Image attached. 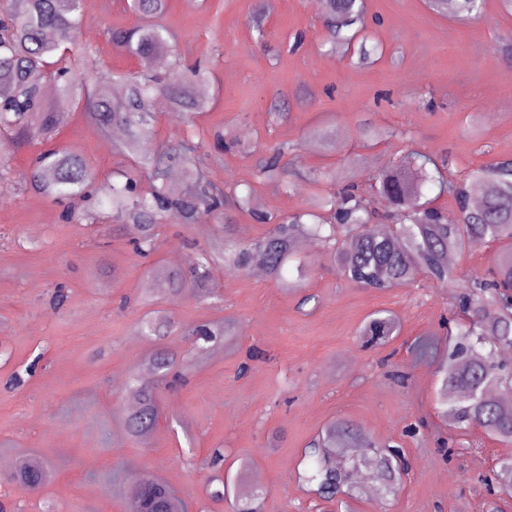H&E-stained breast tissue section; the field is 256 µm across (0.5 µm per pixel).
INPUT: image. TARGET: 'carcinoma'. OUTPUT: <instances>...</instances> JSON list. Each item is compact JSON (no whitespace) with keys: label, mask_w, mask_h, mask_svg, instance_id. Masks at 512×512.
<instances>
[{"label":"carcinoma","mask_w":512,"mask_h":512,"mask_svg":"<svg viewBox=\"0 0 512 512\" xmlns=\"http://www.w3.org/2000/svg\"><path fill=\"white\" fill-rule=\"evenodd\" d=\"M483 0H453L454 16L460 20L481 13ZM168 0H126L134 24L122 30L107 27L113 45L127 54L143 58L160 56L165 68L159 72L128 77L104 73L84 82L73 79L75 62L89 71L97 70L95 51L78 44L83 20V0H4L0 3V143L19 148L34 136L46 141L62 122L59 107L47 101L45 79H54L58 97L83 110L88 122L105 132L119 127L124 138L117 153L132 164L112 177L98 178L77 152L46 149L36 155L21 175L23 187L44 194L65 205L64 219L97 220L86 202L95 199L110 211L113 220L138 228L134 250L142 255L158 246L160 229L167 221L195 224L204 230L210 216L224 218L213 229L218 239L197 249L191 278L176 271L161 277L162 290L176 297L190 292L200 299L211 296L212 268L224 266L229 272H243L260 266L285 291L301 287L305 262L297 252L302 239L327 245L330 260L355 284L386 291L414 285L423 276L434 283L448 284L454 277L448 254L497 243L502 246L495 260L492 278L464 281L454 297L462 313L454 321L437 365V409L450 420L453 429L473 428L512 443V376L500 364L499 351L512 347V159L479 168L462 181L443 176L437 159L412 152L398 163L379 171L366 196L353 184L333 192L317 191L308 207L278 216H259L268 231L252 241L237 237L233 214L253 210L250 185L219 183L208 169L219 161L218 154L240 145L226 140L224 130H195V115L203 113L208 101L199 97L196 85L210 72L188 68L175 48L176 35L164 22ZM323 27L330 50L339 48L356 55L354 65L369 64L380 45L366 33L365 0H325ZM158 94L168 97L173 111L185 120L186 133L167 148L153 146L155 113L151 102ZM290 146L273 153L257 152L255 177L274 180L289 193L296 187L283 161ZM181 169L193 185L189 196L179 193L170 179ZM435 184L451 195L460 221L450 223L442 211L425 199V188ZM389 208L392 224H374L372 200ZM296 262L298 278L282 276L284 266ZM178 332L206 343L234 346L238 336L229 321H211L179 327L160 316L141 326L144 336H168ZM400 332L398 319L389 311L371 314L360 330L367 346L388 342ZM179 364L173 353H157L145 362L147 379L130 385L139 399L126 417L128 432L136 437L150 434L160 411L155 390ZM305 457L308 465L296 475L298 485L321 500L333 501L340 494L361 492L355 481L361 470L377 473L380 492L393 494L400 479L401 453L380 445L370 434L346 421L330 422L315 438ZM224 449L213 448L208 466L214 470L210 482L218 483L212 496L223 500L229 485L219 475ZM45 462L36 456L19 461L11 480L24 491L40 487L48 478ZM492 480L501 491H512V460L502 461ZM262 490L237 499L236 512H262ZM129 512H185L184 503L164 483H145L131 495Z\"/></svg>","instance_id":"obj_1"}]
</instances>
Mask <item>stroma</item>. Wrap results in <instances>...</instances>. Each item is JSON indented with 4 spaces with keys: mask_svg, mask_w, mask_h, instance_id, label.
I'll use <instances>...</instances> for the list:
<instances>
[{
    "mask_svg": "<svg viewBox=\"0 0 512 512\" xmlns=\"http://www.w3.org/2000/svg\"><path fill=\"white\" fill-rule=\"evenodd\" d=\"M370 34L382 48L370 65L350 66L323 39L322 7L312 0H168L166 24L176 33L187 64L209 62L205 83L212 106L202 127L221 126L249 147L293 144L288 157L297 190L256 180L254 158L227 153L213 166L214 180L252 185L266 212L305 208L311 174L332 173L368 188L382 165L410 152L447 158L453 179L512 158V61L498 51L512 35V12L484 0L478 19L436 13L427 0H366ZM265 13V43L257 45L248 22ZM134 22L125 0H95L79 32L95 49L100 69L145 72L109 42L105 26ZM284 97L286 119L270 118V104ZM382 132L366 144L362 128ZM56 147L81 153L99 175L128 165L116 155L111 134L99 133L83 112L67 110ZM42 148L32 140L15 153L0 150L9 171L0 186V458L41 457L51 480L22 491L0 469V502L8 512H126L141 477L170 484L190 512H231L210 498L201 464L223 447L224 470L235 492L266 490L264 512H487L479 478L512 458V444L480 431L455 435L463 455L442 462L438 435L452 433L436 411V367L450 315L452 288L427 283L377 292L353 284L330 263L320 244L304 249L310 262L303 292H282L269 276L217 268L213 285L221 306L183 294L159 293L150 269L165 267L172 253L194 255L190 224L162 228L157 251L136 254L130 225L103 218L66 223L52 198L23 190L20 176ZM65 286L55 306L50 293ZM156 291L154 306L137 304L143 289ZM391 311L401 329L391 342L365 348L359 331L374 311ZM190 325L232 320L238 349L211 346L196 355L185 336L142 335L152 311ZM432 339L429 355L412 351ZM264 352L247 375L238 368L249 348ZM168 350L195 359L186 383L157 391L159 421L148 440L128 436L127 385L150 354ZM35 365L21 388L8 386L19 368ZM403 370L406 384L389 372ZM344 419L379 442H397L410 464L397 495L381 506L376 495L346 499L344 506L312 499L295 474L304 451L329 422ZM453 434V433H452Z\"/></svg>",
    "mask_w": 512,
    "mask_h": 512,
    "instance_id": "35a3bbf8",
    "label": "stroma"
}]
</instances>
